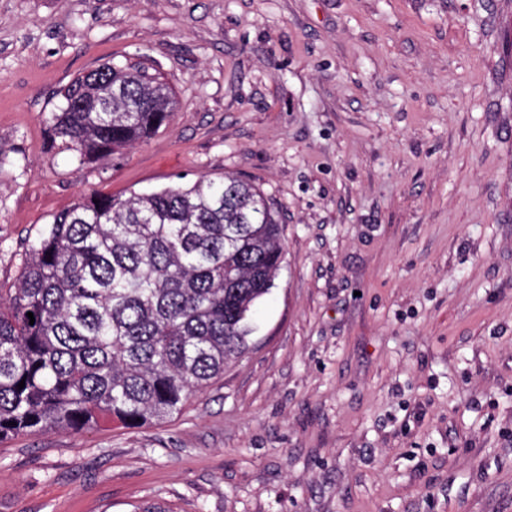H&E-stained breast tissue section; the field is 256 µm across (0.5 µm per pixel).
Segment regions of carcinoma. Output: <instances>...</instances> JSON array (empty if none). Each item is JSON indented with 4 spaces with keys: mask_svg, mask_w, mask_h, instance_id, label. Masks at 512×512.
<instances>
[{
    "mask_svg": "<svg viewBox=\"0 0 512 512\" xmlns=\"http://www.w3.org/2000/svg\"><path fill=\"white\" fill-rule=\"evenodd\" d=\"M60 97L52 142L90 163L148 138L174 110L169 87L140 64L104 63ZM282 237L261 190L227 176L94 192L56 214L0 292V442L179 414L245 354Z\"/></svg>",
    "mask_w": 512,
    "mask_h": 512,
    "instance_id": "obj_1",
    "label": "carcinoma"
}]
</instances>
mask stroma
Masks as SVG:
<instances>
[{
	"instance_id": "obj_1",
	"label": "stroma",
	"mask_w": 512,
	"mask_h": 512,
	"mask_svg": "<svg viewBox=\"0 0 512 512\" xmlns=\"http://www.w3.org/2000/svg\"><path fill=\"white\" fill-rule=\"evenodd\" d=\"M177 107L105 164L60 90ZM258 187L284 261L249 348L157 425L0 443V512H512V0H0V288L84 193ZM97 96L112 112H78ZM60 97L50 118L52 142L90 163L148 138L174 110L169 87L140 64L104 63L74 78Z\"/></svg>"
}]
</instances>
